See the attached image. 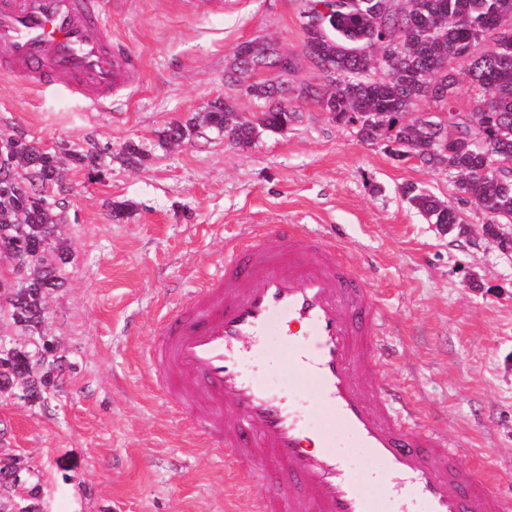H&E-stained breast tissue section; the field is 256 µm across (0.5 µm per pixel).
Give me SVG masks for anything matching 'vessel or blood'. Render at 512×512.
<instances>
[{"label": "vessel or blood", "mask_w": 512, "mask_h": 512, "mask_svg": "<svg viewBox=\"0 0 512 512\" xmlns=\"http://www.w3.org/2000/svg\"><path fill=\"white\" fill-rule=\"evenodd\" d=\"M112 0H0V75L34 90L91 95L104 106L139 83L142 59L105 32ZM382 306L321 231L276 224L234 246L205 288L169 317L149 357L166 397L226 456L263 458L250 483L287 480L257 512H379L331 438L302 408L331 409L383 475L395 512H512L495 476L461 464L453 443L420 419L404 388L376 384L392 361L379 338ZM285 334V365L309 385L307 403L247 373L270 327ZM233 415H225V407Z\"/></svg>", "instance_id": "obj_1"}]
</instances>
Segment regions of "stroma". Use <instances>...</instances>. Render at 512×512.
Returning <instances> with one entry per match:
<instances>
[{
    "instance_id": "1",
    "label": "stroma",
    "mask_w": 512,
    "mask_h": 512,
    "mask_svg": "<svg viewBox=\"0 0 512 512\" xmlns=\"http://www.w3.org/2000/svg\"><path fill=\"white\" fill-rule=\"evenodd\" d=\"M112 34L144 63L111 111L89 97L0 79V131L39 147H99L100 173L66 165L71 257L47 297L44 332L66 359L48 404L0 394V451L39 484L43 512H255L274 486H245L260 459L224 458L148 375L158 328L198 288L226 247L272 224H315L367 279L386 311L381 340L399 383L459 459L491 468L512 493V255L484 236L442 232L404 199L408 185L457 200L447 173L360 142L314 102L283 134L229 145L214 131L175 146L157 132L199 116L225 92L241 42L268 37L302 57V0H120ZM142 145L144 164L119 155ZM124 206L115 218V206ZM305 419L331 434L370 493L380 480L328 410Z\"/></svg>"
}]
</instances>
